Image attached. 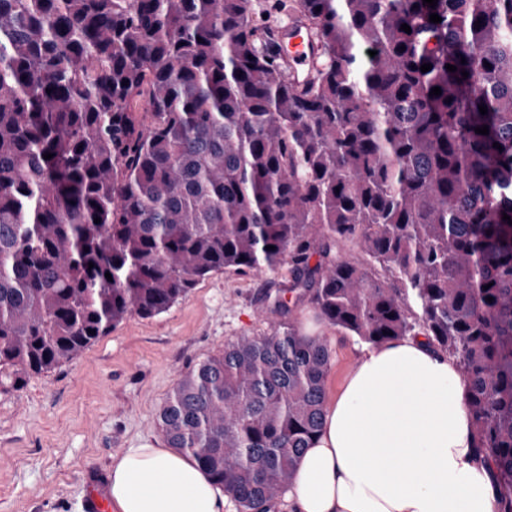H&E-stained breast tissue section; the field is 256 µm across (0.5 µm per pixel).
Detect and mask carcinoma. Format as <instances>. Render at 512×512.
<instances>
[{
  "label": "carcinoma",
  "instance_id": "1",
  "mask_svg": "<svg viewBox=\"0 0 512 512\" xmlns=\"http://www.w3.org/2000/svg\"><path fill=\"white\" fill-rule=\"evenodd\" d=\"M273 8L312 33L302 85L258 0H0V390L218 271L286 265L270 331L167 396V447L269 512L326 412L308 305L372 348L423 336L456 361L512 512V0Z\"/></svg>",
  "mask_w": 512,
  "mask_h": 512
}]
</instances>
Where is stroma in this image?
Masks as SVG:
<instances>
[{
	"label": "stroma",
	"instance_id": "35a3bbf8",
	"mask_svg": "<svg viewBox=\"0 0 512 512\" xmlns=\"http://www.w3.org/2000/svg\"><path fill=\"white\" fill-rule=\"evenodd\" d=\"M287 278L284 267L212 274L168 311L130 315L76 358L0 392V512H82L88 467L107 472L126 449L164 447L157 415L181 375L228 342L267 333L265 295ZM299 319L329 340L334 395L363 345L310 308Z\"/></svg>",
	"mask_w": 512,
	"mask_h": 512
}]
</instances>
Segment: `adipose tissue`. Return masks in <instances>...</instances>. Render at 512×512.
I'll list each match as a JSON object with an SVG mask.
<instances>
[{"label":"adipose tissue","mask_w":512,"mask_h":512,"mask_svg":"<svg viewBox=\"0 0 512 512\" xmlns=\"http://www.w3.org/2000/svg\"><path fill=\"white\" fill-rule=\"evenodd\" d=\"M454 360L420 336L364 350L326 408L286 496L291 512H494ZM115 512H224L183 455L144 445L112 463Z\"/></svg>","instance_id":"1"}]
</instances>
